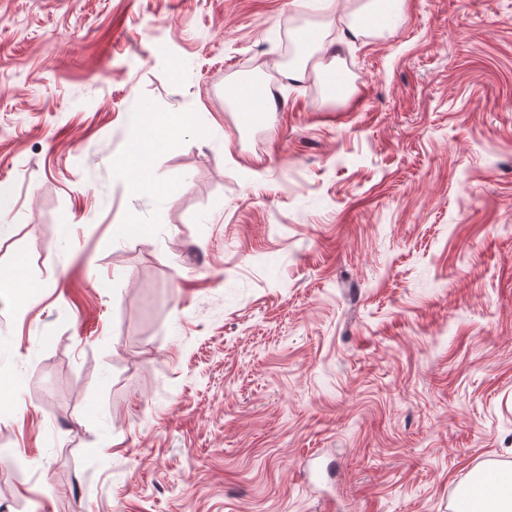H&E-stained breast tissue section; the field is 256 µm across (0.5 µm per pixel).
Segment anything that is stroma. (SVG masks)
<instances>
[{
    "label": "stroma",
    "mask_w": 512,
    "mask_h": 512,
    "mask_svg": "<svg viewBox=\"0 0 512 512\" xmlns=\"http://www.w3.org/2000/svg\"><path fill=\"white\" fill-rule=\"evenodd\" d=\"M0 0V507L454 512L512 475V0ZM334 44L353 93L288 77ZM277 108L244 122L228 86ZM181 134L113 169L138 122ZM360 2L350 14V29L358 33L360 29L387 31L392 35L396 30L395 18L403 11L405 0H365ZM182 128L183 126L158 123L141 128L132 154L117 164L121 171L134 175L133 183L139 192L153 194L160 198L171 196L173 188L170 185L145 175L143 162L144 156L162 150L171 138L181 132ZM498 491L496 481L488 478L484 473L474 475L463 488L461 496L464 503L476 493H481L485 498L493 496Z\"/></svg>",
    "instance_id": "1"
}]
</instances>
